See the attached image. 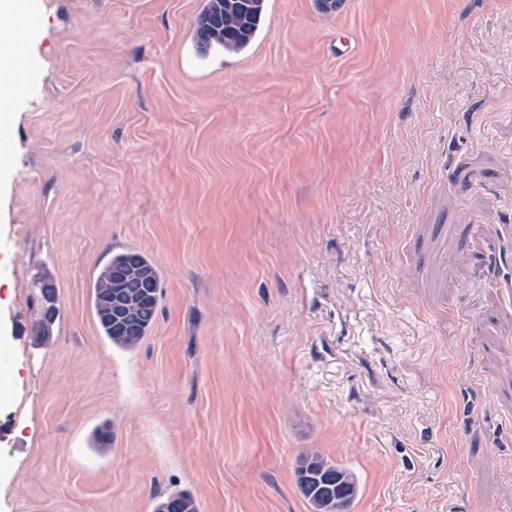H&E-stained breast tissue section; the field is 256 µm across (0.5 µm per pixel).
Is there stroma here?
I'll return each mask as SVG.
<instances>
[{
  "label": "stroma",
  "instance_id": "35a3bbf8",
  "mask_svg": "<svg viewBox=\"0 0 512 512\" xmlns=\"http://www.w3.org/2000/svg\"><path fill=\"white\" fill-rule=\"evenodd\" d=\"M201 56L202 0H41L0 175V512H512V0H267ZM162 275L112 346V252ZM59 287L48 337L31 286ZM109 427L107 448L90 447ZM147 272L153 288L146 292L138 303L135 312L125 318L116 317L117 309L112 305V313L107 298L106 282L114 284L132 272ZM92 307L101 333L113 346L132 350L138 347L149 335L157 315L162 294V277L153 261L135 249L113 251L108 262L100 269L92 282ZM336 470L338 474L343 477V481L340 485L341 496L338 499H345L346 511L351 503L356 499L358 495V480L355 473L347 466L335 463L325 458V456L315 448H309L305 452L299 455L296 459L294 474L297 486L311 506L312 512H336V488H338L339 480L336 476ZM310 473H314L324 483L325 477H332L335 484L331 485L332 492L327 490L329 494L332 493V498L327 506L321 504L318 497L307 488V480H317L310 476ZM321 473V474H320ZM154 512H198L194 498L185 492H173L162 498Z\"/></svg>",
  "mask_w": 512,
  "mask_h": 512
}]
</instances>
